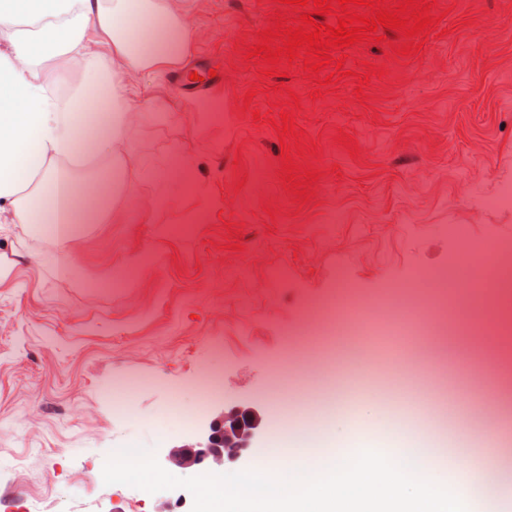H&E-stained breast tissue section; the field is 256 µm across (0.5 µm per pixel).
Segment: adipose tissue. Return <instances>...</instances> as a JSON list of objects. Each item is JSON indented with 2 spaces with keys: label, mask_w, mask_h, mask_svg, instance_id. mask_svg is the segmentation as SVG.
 <instances>
[{
  "label": "adipose tissue",
  "mask_w": 512,
  "mask_h": 512,
  "mask_svg": "<svg viewBox=\"0 0 512 512\" xmlns=\"http://www.w3.org/2000/svg\"><path fill=\"white\" fill-rule=\"evenodd\" d=\"M187 0H0V223L51 245L57 274L75 277L72 224H108L120 174L144 115L181 120L178 100L141 83L191 55ZM93 176L75 208V167ZM421 471L380 467L367 455L258 451L251 472L201 484L203 512H512L495 456L426 449Z\"/></svg>",
  "instance_id": "1"
}]
</instances>
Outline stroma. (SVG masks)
<instances>
[{"label": "stroma", "mask_w": 512, "mask_h": 512, "mask_svg": "<svg viewBox=\"0 0 512 512\" xmlns=\"http://www.w3.org/2000/svg\"><path fill=\"white\" fill-rule=\"evenodd\" d=\"M278 0H194L190 65L219 59L222 83L193 91L174 76L144 85L219 111L181 127H141L122 178L125 220L82 224L76 278L44 262L48 243L0 223V512H200L207 464L179 470L161 489L101 473L116 449L156 460L200 421L248 411L267 448L288 426H314L343 393L354 349L374 346L362 396L378 399V368L402 349L447 348L442 380L453 426L479 453L512 461V428L489 440L491 402L473 409L459 369L471 349L493 354L512 340L501 268L455 267L452 227L490 249L512 241V210L491 194L512 191V0H437L444 36L417 55L388 42L359 43L337 90L306 79L295 58L287 79L265 77L243 51L270 24ZM384 68L356 92L362 63ZM320 98H312L313 89ZM299 95L296 127L317 154L295 164L320 171L308 203L283 186L273 119ZM358 142L350 156L338 133ZM188 164L165 182L152 173L173 138ZM160 200L158 223L133 219ZM146 253L149 264L126 259ZM493 300L471 316L464 299ZM334 314L346 334L323 336ZM219 376L220 396L206 385Z\"/></svg>", "instance_id": "1"}]
</instances>
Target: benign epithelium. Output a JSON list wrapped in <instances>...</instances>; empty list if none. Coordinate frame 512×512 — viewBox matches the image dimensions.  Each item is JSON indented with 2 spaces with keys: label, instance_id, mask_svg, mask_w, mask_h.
I'll use <instances>...</instances> for the list:
<instances>
[{
  "label": "benign epithelium",
  "instance_id": "benign-epithelium-1",
  "mask_svg": "<svg viewBox=\"0 0 512 512\" xmlns=\"http://www.w3.org/2000/svg\"><path fill=\"white\" fill-rule=\"evenodd\" d=\"M258 440L247 414L231 410L200 422L187 443L171 450L166 461L176 467H188L206 461L221 466L224 459L239 458L243 449L251 447Z\"/></svg>",
  "mask_w": 512,
  "mask_h": 512
}]
</instances>
